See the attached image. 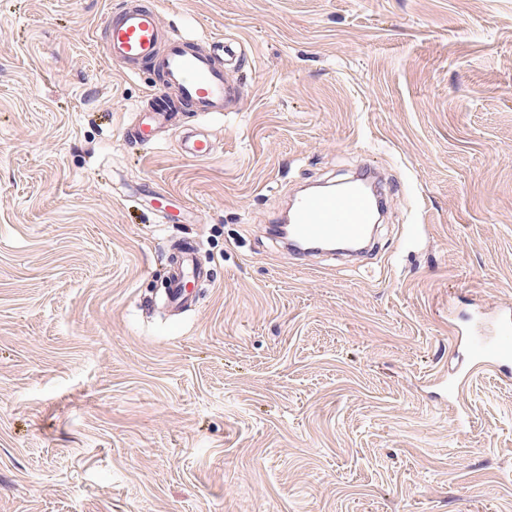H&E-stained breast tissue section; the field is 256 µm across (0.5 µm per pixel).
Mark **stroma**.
Here are the masks:
<instances>
[{
    "mask_svg": "<svg viewBox=\"0 0 512 512\" xmlns=\"http://www.w3.org/2000/svg\"><path fill=\"white\" fill-rule=\"evenodd\" d=\"M116 2L0 0V512H512V371L437 382L512 306V0H159L247 49L207 160L127 137ZM363 166L374 250L290 255L286 194ZM194 246L180 244L170 259V269L165 288L167 302L175 309L190 306L194 299L187 293L188 285L207 281L209 270L199 265L194 257Z\"/></svg>",
    "mask_w": 512,
    "mask_h": 512,
    "instance_id": "obj_1",
    "label": "stroma"
}]
</instances>
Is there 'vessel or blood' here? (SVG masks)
<instances>
[{
    "label": "vessel or blood",
    "instance_id": "b4317fda",
    "mask_svg": "<svg viewBox=\"0 0 512 512\" xmlns=\"http://www.w3.org/2000/svg\"><path fill=\"white\" fill-rule=\"evenodd\" d=\"M104 54L113 65L138 75L158 76L144 102V116L131 130L133 139L152 141L159 129L182 133L181 149L199 160L213 156L212 142L193 134L185 119L235 111L241 88L228 80L226 70L241 64L246 56L242 44L217 39L199 47L190 38L170 35L162 21L158 0H119L110 11L103 32ZM374 218V205L359 186L340 193L315 192L293 203L289 234L302 240H361ZM207 268L194 257V247L179 245L170 259L165 289L167 302L183 309L193 302L189 284L208 280ZM467 368L448 381L456 390L488 368L512 362V309H501L487 333L470 337Z\"/></svg>",
    "mask_w": 512,
    "mask_h": 512
}]
</instances>
